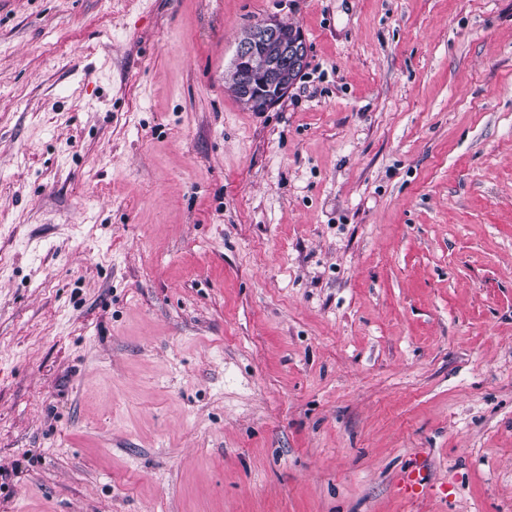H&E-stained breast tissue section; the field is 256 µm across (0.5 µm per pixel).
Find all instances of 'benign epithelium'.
<instances>
[{
    "label": "benign epithelium",
    "mask_w": 512,
    "mask_h": 512,
    "mask_svg": "<svg viewBox=\"0 0 512 512\" xmlns=\"http://www.w3.org/2000/svg\"><path fill=\"white\" fill-rule=\"evenodd\" d=\"M307 63V45L296 26L273 16L248 27L237 43L232 70L247 78L235 91L257 112L281 102L291 89L289 75Z\"/></svg>",
    "instance_id": "1"
}]
</instances>
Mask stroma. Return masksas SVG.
<instances>
[{"label":"stroma","instance_id":"35a3bbf8","mask_svg":"<svg viewBox=\"0 0 512 512\" xmlns=\"http://www.w3.org/2000/svg\"><path fill=\"white\" fill-rule=\"evenodd\" d=\"M0 512H512V0H0ZM258 59L264 62L258 65ZM306 63L307 45L300 29L295 25L288 28L278 17H269L248 27L239 39L232 70L248 77L238 82L233 73L231 89L235 88L255 112L268 111L288 95L292 87L289 75L302 70ZM426 484L423 469L415 464L403 473L400 490L407 498H419L426 493Z\"/></svg>","mask_w":512,"mask_h":512}]
</instances>
